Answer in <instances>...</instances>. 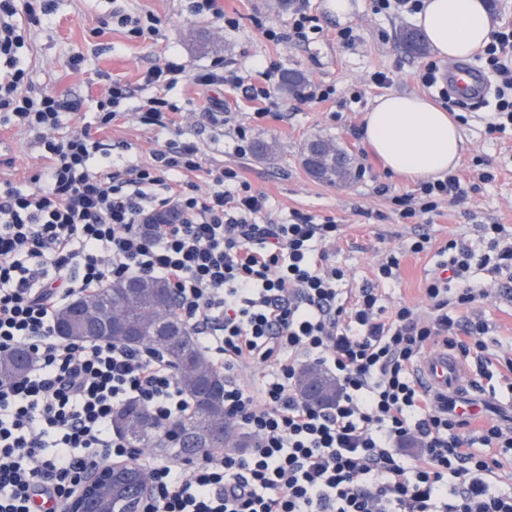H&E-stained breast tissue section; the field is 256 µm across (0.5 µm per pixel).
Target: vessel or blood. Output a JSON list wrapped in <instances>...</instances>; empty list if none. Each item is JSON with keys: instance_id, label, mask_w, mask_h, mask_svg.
Masks as SVG:
<instances>
[{"instance_id": "1", "label": "vessel or blood", "mask_w": 512, "mask_h": 512, "mask_svg": "<svg viewBox=\"0 0 512 512\" xmlns=\"http://www.w3.org/2000/svg\"><path fill=\"white\" fill-rule=\"evenodd\" d=\"M450 79L458 100L471 101L482 88L479 75L470 67L455 65ZM468 368L453 353L440 351L426 356L417 367V378L423 390L435 403L458 418L475 413V390L467 382Z\"/></svg>"}]
</instances>
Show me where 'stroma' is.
Segmentation results:
<instances>
[{"mask_svg": "<svg viewBox=\"0 0 512 512\" xmlns=\"http://www.w3.org/2000/svg\"><path fill=\"white\" fill-rule=\"evenodd\" d=\"M307 2L309 14L322 28L317 39L308 44L294 39L276 43L265 37L269 27L284 33L291 29V12L278 10L275 0H223L226 12L239 19L238 28L226 32L215 22L193 17L192 0H122L127 12L149 11L160 18V36L155 41L131 38L125 29L113 25V0H54L50 18L28 33L20 64L29 74L33 92H55L80 101L78 114L64 118L59 130L63 136L85 126L95 127L96 102L106 79L128 84L139 101L155 93L154 88L143 85L142 71L171 58L194 71L222 57L247 70L258 83L273 60L281 69L300 70L307 82L333 87L331 100L323 103L283 97L286 112L280 119L271 115L254 118L251 102L228 99L234 118L251 127L253 140L274 146L270 154L255 153L241 161L229 149V129L225 126L193 127L184 121L160 129L139 125L126 116L100 137L112 154L140 162L151 149L178 139L180 134L195 135L206 164H239L252 189L267 195L272 215L284 217L298 210L335 218L341 235L335 249L329 250L328 260L345 270L347 287L355 289L372 280L373 266L382 252L401 250L399 278L379 286L383 303L425 309L424 278L438 261L437 250L446 240L458 239L480 255L487 251L480 225L500 224L506 235H512V131L489 133L494 103L462 113L452 101H443L449 115L464 117L459 124L464 148L457 165L464 179L475 175L480 161L494 168L496 177L469 193L461 204L452 208L444 205L425 215L423 228L431 236L430 248L419 254L406 251L414 227L401 222L391 199L415 194L417 182L385 172L361 129L373 101L383 93L434 98V90L421 84L419 71L429 62L441 69L447 63L433 50L422 57L403 50L399 32L414 27V15L379 13L374 0H353L355 10L342 22L326 11L325 0ZM346 26L356 35L349 45L337 38L338 31ZM75 56L82 59L77 70L70 66ZM378 70L391 76L387 88L370 84V74ZM315 136L334 137L349 152L357 170L349 183L330 186L306 174L301 152L305 142ZM39 154L34 133L0 127V180L27 186L40 166ZM381 185L388 186V195L378 194ZM471 279L491 289L490 297L473 308L474 314L489 325L484 336L488 357L494 361L512 357V299L501 296L503 281H492L479 266L473 267Z\"/></svg>", "mask_w": 512, "mask_h": 512, "instance_id": "obj_1", "label": "stroma"}]
</instances>
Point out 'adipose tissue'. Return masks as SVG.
<instances>
[{
	"instance_id": "adipose-tissue-1",
	"label": "adipose tissue",
	"mask_w": 512,
	"mask_h": 512,
	"mask_svg": "<svg viewBox=\"0 0 512 512\" xmlns=\"http://www.w3.org/2000/svg\"><path fill=\"white\" fill-rule=\"evenodd\" d=\"M416 22L443 59L474 56L491 39L485 0H425ZM362 133L387 172L411 178L448 173L462 144L458 124L447 111L414 95L376 98Z\"/></svg>"
}]
</instances>
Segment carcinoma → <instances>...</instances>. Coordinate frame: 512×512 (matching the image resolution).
<instances>
[{"instance_id":"obj_1","label":"carcinoma","mask_w":512,"mask_h":512,"mask_svg":"<svg viewBox=\"0 0 512 512\" xmlns=\"http://www.w3.org/2000/svg\"><path fill=\"white\" fill-rule=\"evenodd\" d=\"M399 40L411 55H423L427 51L425 38L415 29L402 30ZM305 85L306 77L298 70H289L281 75L280 90L286 95L301 93ZM303 166L310 177L329 185L345 182L352 175L349 155L327 138L318 137L305 143ZM136 283L132 297L127 295L126 282L122 280L112 284L110 290L101 288L82 296L79 307L64 306L56 321L69 322L74 331L70 340L82 341L84 337L80 332L83 326L97 315L101 304L109 298L112 304L120 306L121 311L132 318L150 321L167 315L182 333L177 343L169 344L148 330L140 336L138 345L160 350L175 369L192 375L190 379H180L183 390L192 401V412L175 425L181 435L178 445L167 441L166 431L136 402L123 404L113 411V428L131 448H152L160 454L176 457L198 454L208 448L251 447V439L236 431L224 417V375L210 365L193 336L184 331L182 322L174 313L171 285L160 279H138ZM30 364L31 354L24 347L0 353V378L20 377L28 371ZM298 392L310 405L327 406L336 397V379L318 368H306L301 372Z\"/></svg>"}]
</instances>
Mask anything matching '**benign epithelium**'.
Returning <instances> with one entry per match:
<instances>
[{
	"label": "benign epithelium",
	"instance_id": "7a95c632",
	"mask_svg": "<svg viewBox=\"0 0 512 512\" xmlns=\"http://www.w3.org/2000/svg\"><path fill=\"white\" fill-rule=\"evenodd\" d=\"M119 336H137V326L124 321L115 308L112 318L91 327L93 342L115 344ZM153 495V482L143 469L116 462L83 471L67 493L64 512H147Z\"/></svg>",
	"mask_w": 512,
	"mask_h": 512
}]
</instances>
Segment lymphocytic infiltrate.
<instances>
[{
	"label": "lymphocytic infiltrate",
	"instance_id": "obj_1",
	"mask_svg": "<svg viewBox=\"0 0 512 512\" xmlns=\"http://www.w3.org/2000/svg\"><path fill=\"white\" fill-rule=\"evenodd\" d=\"M52 0H0V123L33 131L41 168L29 189L0 181V352L27 347L33 368L0 379V512H59L81 471L128 461L151 476L149 512H512L497 477L512 462V432L496 425L472 434L467 421L436 406L416 378L430 348L456 349L482 361V320L470 317L485 297L469 274L512 270V241L483 225L489 251L477 256L451 239L426 281L427 308H386L377 283L396 278L400 255L388 252L374 283L345 295L342 268L322 261L341 233L334 218L300 211L272 217L263 193L237 167L208 169L186 138L151 149L148 160L112 156L89 128L58 136L63 115L80 105L64 95L31 94L15 59L29 21ZM500 84L491 132L512 125V29L495 31L486 49ZM190 80L200 90L241 92L256 117L281 110L267 84L253 83L217 57L187 72L173 62L142 74L157 93L131 104L129 86L110 82L98 104L105 127L132 112L144 126L167 127L179 108L166 90ZM206 172V185L194 177ZM468 187L456 172L421 183L417 197L396 199L416 224ZM162 209L178 224H153ZM148 277L172 286L174 310L224 375V414L253 439L245 452L208 451L174 463L132 453L112 427L129 401L173 427L191 401L167 360L149 347L63 341L55 319L65 301L113 282ZM335 376L327 407L296 392L303 362ZM263 372L242 380L240 369Z\"/></svg>",
	"mask_w": 512,
	"mask_h": 512
}]
</instances>
